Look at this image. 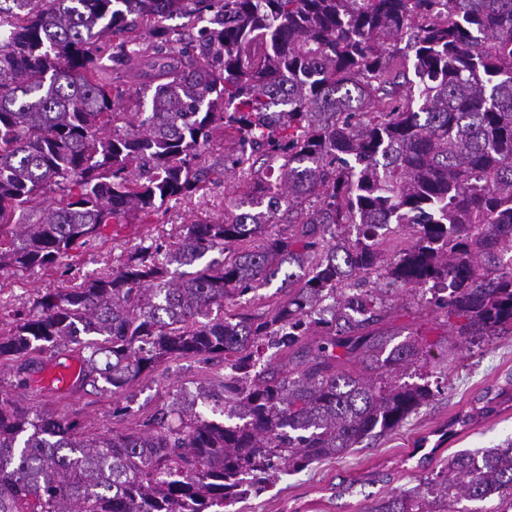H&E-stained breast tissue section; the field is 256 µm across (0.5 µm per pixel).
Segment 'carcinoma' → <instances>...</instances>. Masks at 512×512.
<instances>
[{
  "label": "carcinoma",
  "mask_w": 512,
  "mask_h": 512,
  "mask_svg": "<svg viewBox=\"0 0 512 512\" xmlns=\"http://www.w3.org/2000/svg\"><path fill=\"white\" fill-rule=\"evenodd\" d=\"M187 14L205 22L195 45L165 52V21ZM143 24L149 42L129 46ZM106 59L151 93L147 110L121 111ZM218 130L236 136L224 171L259 156L276 174L253 181L252 210L44 295L0 331V362L26 387L36 355L70 344L88 353L82 382L114 393L172 358H219L224 376L112 436L0 391V512H224L392 432L432 397L403 381L418 339L372 329L406 291L456 349L512 333V0H0V270L53 266L101 225L199 192ZM392 224L409 243L388 255L376 230ZM281 272L273 308L238 304ZM505 400L511 378L456 423ZM464 501L512 512V440L364 512Z\"/></svg>",
  "instance_id": "carcinoma-1"
}]
</instances>
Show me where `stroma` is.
Here are the masks:
<instances>
[{"label":"stroma","mask_w":512,"mask_h":512,"mask_svg":"<svg viewBox=\"0 0 512 512\" xmlns=\"http://www.w3.org/2000/svg\"><path fill=\"white\" fill-rule=\"evenodd\" d=\"M250 179L247 173H230L203 192L166 203L151 217L126 215L121 223L104 226L98 236L72 251L58 266L0 271V328L10 329L14 311L32 309L46 294L111 271L137 246L151 239L175 236L197 219L220 220L235 212L243 186ZM378 329L401 340L419 337L425 355L412 379L429 383L434 393L429 403L400 428L367 447L350 449L300 472L275 475L265 491L232 506L230 512H362L368 496L378 495L389 486L412 489L454 452L492 448L512 438V402L505 404L496 417L456 429L446 441H439L436 435L451 417L469 409L474 396L485 388L501 386L506 374H512V334L478 340L451 351L447 326L414 298L392 308ZM223 373V364L216 361L176 358L117 393L87 384L57 392L37 379L29 387H19L11 366L0 364V391L13 394L32 410L65 415L83 431L109 435L142 429L174 398ZM118 404L130 406L131 416L113 417L112 409ZM423 438L436 450L430 463L421 468L412 454ZM374 473L389 476V483H371ZM344 481L352 483L353 488L349 494L337 496L336 486Z\"/></svg>","instance_id":"obj_1"}]
</instances>
